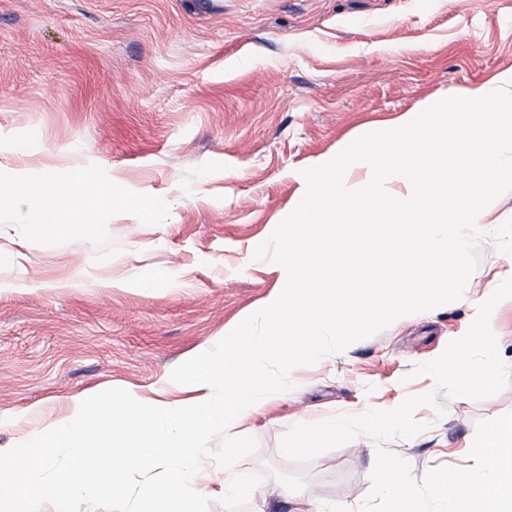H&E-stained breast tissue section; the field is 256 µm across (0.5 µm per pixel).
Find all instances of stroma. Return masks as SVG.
I'll return each instance as SVG.
<instances>
[{"instance_id": "1", "label": "stroma", "mask_w": 512, "mask_h": 512, "mask_svg": "<svg viewBox=\"0 0 512 512\" xmlns=\"http://www.w3.org/2000/svg\"><path fill=\"white\" fill-rule=\"evenodd\" d=\"M511 69L512 0H0V188L30 187L0 207V448L108 388L192 397L171 371L285 285L254 251L301 198L302 170ZM47 181L74 188L73 206L35 196ZM492 230L465 301L292 369L299 392L239 427L259 447L237 472L296 474L328 512H358L374 438L296 463L281 437L302 418L392 410L430 391L435 405L415 412L424 430L387 449L417 482L470 467L477 422L512 412V385L472 400L412 371L512 267Z\"/></svg>"}]
</instances>
